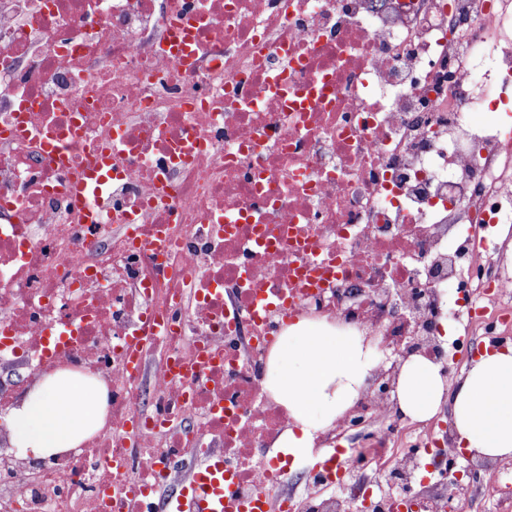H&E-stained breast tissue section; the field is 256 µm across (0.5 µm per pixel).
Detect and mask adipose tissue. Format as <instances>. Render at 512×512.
<instances>
[{"label": "adipose tissue", "mask_w": 512, "mask_h": 512, "mask_svg": "<svg viewBox=\"0 0 512 512\" xmlns=\"http://www.w3.org/2000/svg\"><path fill=\"white\" fill-rule=\"evenodd\" d=\"M377 359L363 336L302 319L288 326L270 357L265 388L285 407L290 426L275 442L301 456L312 451L352 405ZM397 413L414 420L452 405L457 444L491 459L512 458V350L481 353L455 383L415 354L400 368ZM105 385L70 369L35 382L5 417L13 448L38 459L79 448L104 421Z\"/></svg>", "instance_id": "ef3b65f1"}]
</instances>
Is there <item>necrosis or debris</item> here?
Here are the masks:
<instances>
[{
	"label": "necrosis or debris",
	"instance_id": "4bbe7bcc",
	"mask_svg": "<svg viewBox=\"0 0 512 512\" xmlns=\"http://www.w3.org/2000/svg\"><path fill=\"white\" fill-rule=\"evenodd\" d=\"M511 87L512 0H0V371L110 389L85 451L0 431V512H156L173 460L217 448L274 512H466L455 470L415 491L451 435L398 423L384 364L322 441L334 469L290 490L264 374L302 318L381 355L447 320L506 345L512 125L471 115Z\"/></svg>",
	"mask_w": 512,
	"mask_h": 512
}]
</instances>
